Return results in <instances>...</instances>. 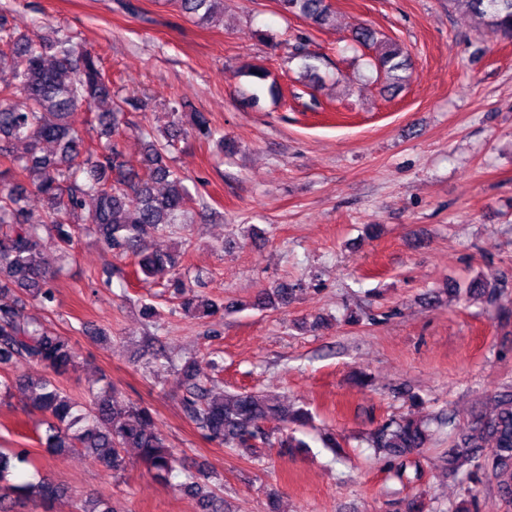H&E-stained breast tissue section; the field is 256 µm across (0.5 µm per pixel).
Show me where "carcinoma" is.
Here are the masks:
<instances>
[{"instance_id": "obj_1", "label": "carcinoma", "mask_w": 512, "mask_h": 512, "mask_svg": "<svg viewBox=\"0 0 512 512\" xmlns=\"http://www.w3.org/2000/svg\"><path fill=\"white\" fill-rule=\"evenodd\" d=\"M182 12L204 24L224 10V0H179ZM281 7L315 27L327 24L334 12L329 0H280ZM483 20L486 33L512 42V0H448ZM361 46L377 42L368 26L352 30ZM390 84L405 80L408 56L388 43L378 57ZM95 111L98 146L86 144L73 116ZM188 125L200 138L211 140L214 131L203 112L189 115ZM127 129L123 107L112 98V78L101 66L100 54L82 47L72 36L57 30L54 36L21 33L0 13V296L17 292L39 301H54L51 280L56 273L45 258L46 240L53 241L56 260L71 256L77 230L94 237L119 257H135L136 273L174 290L179 306L189 316H210L214 302L192 293L181 272V255L143 252L148 235L173 231L178 217L194 198L170 164V153L184 133L181 116L170 112L169 130L162 141L150 140L141 160L127 158L120 137ZM167 191L158 195L155 185ZM42 204L33 217L30 199ZM294 289L281 285L263 290L254 306L261 309L286 303ZM469 294L494 302L499 291L484 281L470 284ZM75 351L66 336L51 335L32 320L25 303H0V368L38 365L39 377L21 375L0 380V400L10 396L14 383L27 391L31 407L40 413V444L51 454L77 451L88 455L114 474L126 470L127 449L138 451L147 471L161 482L176 469L179 457L156 429L149 408L123 399L108 381L91 391L89 403L80 404L61 389L56 378L75 366ZM183 406L212 442L250 451L270 441L263 423L270 418L284 426H304L307 410L278 399H261L250 392L215 394L200 378L196 361L182 367ZM495 411L474 407L469 418L457 421L448 413V472L468 484L469 507L478 512L483 481L492 482L502 512H512V388L492 394ZM431 434L411 417L390 418L370 436V445L398 478L429 447ZM465 459L471 468L459 472ZM33 465L27 450L0 448V512L30 498L49 507L66 494L65 488L43 478L36 483H13L10 477ZM183 487L198 497L203 512H224V499L205 494L196 476L186 474ZM74 512H113L100 496L81 500Z\"/></svg>"}]
</instances>
